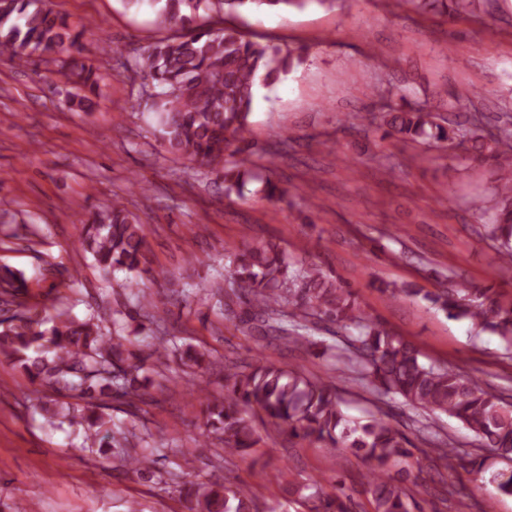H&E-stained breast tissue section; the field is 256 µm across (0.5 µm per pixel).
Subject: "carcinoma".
<instances>
[{"mask_svg":"<svg viewBox=\"0 0 512 512\" xmlns=\"http://www.w3.org/2000/svg\"><path fill=\"white\" fill-rule=\"evenodd\" d=\"M159 5L156 25L167 35L155 41L134 62L136 72L150 81L154 93L144 110L154 114L167 152L194 162L224 182V195L240 196L253 177L245 160L256 155L274 165L288 153L285 137L265 148L246 138L257 86L269 84L301 63L306 49L281 47L253 39L224 17L257 7L303 9L312 0H153ZM445 17L472 13L478 0H416ZM84 31L48 7L45 0H0V55L27 67L48 59L59 62L60 74L71 86L65 104L71 112H89L99 95V70L87 57ZM447 93L435 91L433 104H417L400 96L402 104L388 106L379 128L400 142H420L459 151L464 158L494 167L498 173L489 200L485 234L493 242L501 279L512 281V107L506 102L492 111L505 117L499 125L474 112L464 125L440 112ZM79 246L90 254L104 276L137 273L146 263L145 225L120 202L80 220ZM448 268V286L435 292L388 283L382 291L396 297L423 295L448 317L469 320L476 333H488L512 343V302L492 287H468ZM225 281L229 288L215 307L235 317L234 306L249 307L248 321L288 343L300 344L352 368L363 387L378 402L400 398L424 413L446 415L473 433L506 467L489 478L491 492L512 496V401L475 375L448 365L427 364L418 347L390 334L366 312L354 292L316 263L292 268L284 251L272 242H255L235 258ZM26 282L7 267L0 269V297L10 298L14 314L0 330V358L22 370L29 382L55 394L84 402L77 410L56 399L40 401L48 423L65 420L87 425L94 442L101 429L115 448L128 438L108 428L113 404L136 411L146 402V360L166 365L177 357L186 383L202 394L204 426L224 442V453L245 454L257 443L251 416L259 415L276 430L299 440L323 441L368 464L364 475L372 512H422L406 483L424 460H436L451 472H482L483 463L444 440L427 423L422 446L390 421L370 416L353 419L341 409L336 385L329 379L307 377L259 360L244 367H224V397L213 398L192 379L204 354L168 345L164 337L147 355L126 347L118 336H106L92 320L62 313L45 319L27 307ZM138 315L158 326L153 295L136 293ZM336 324L342 339L326 344L314 338L317 321ZM153 459L126 454L120 467L140 471ZM310 486L288 482V493L299 496L307 512H353L351 497L341 480L333 491L309 492ZM179 495L187 512H254V493L247 484L218 485L188 481Z\"/></svg>","mask_w":512,"mask_h":512,"instance_id":"cac0c4a2","label":"carcinoma"}]
</instances>
